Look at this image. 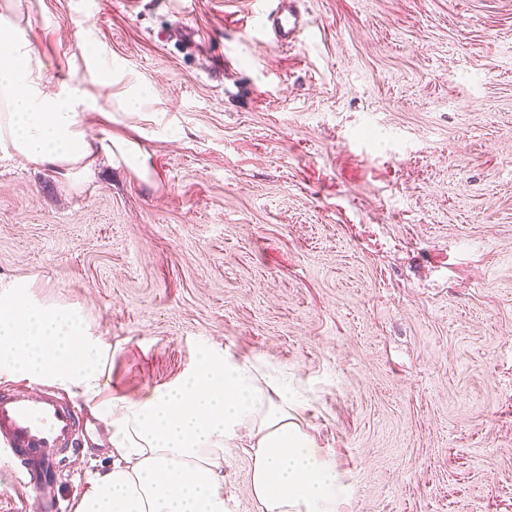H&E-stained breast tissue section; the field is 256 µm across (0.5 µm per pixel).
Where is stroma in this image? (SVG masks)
I'll use <instances>...</instances> for the list:
<instances>
[{
    "mask_svg": "<svg viewBox=\"0 0 512 512\" xmlns=\"http://www.w3.org/2000/svg\"><path fill=\"white\" fill-rule=\"evenodd\" d=\"M299 6L282 50L253 0H21L51 85L150 172L0 159V289L79 313L115 397L212 345L287 373L339 512H512V0ZM56 396L86 427L71 508L111 446ZM250 467L226 451L230 512Z\"/></svg>",
    "mask_w": 512,
    "mask_h": 512,
    "instance_id": "1",
    "label": "stroma"
}]
</instances>
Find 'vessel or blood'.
<instances>
[{
  "label": "vessel or blood",
  "instance_id": "b4317fda",
  "mask_svg": "<svg viewBox=\"0 0 512 512\" xmlns=\"http://www.w3.org/2000/svg\"><path fill=\"white\" fill-rule=\"evenodd\" d=\"M269 8L258 0L256 29L279 48L299 44L310 24L298 0H276ZM81 424L75 412L54 395L16 391L0 393V476L15 483L41 488V512H61L48 485V475L59 473L67 454L76 451Z\"/></svg>",
  "mask_w": 512,
  "mask_h": 512
}]
</instances>
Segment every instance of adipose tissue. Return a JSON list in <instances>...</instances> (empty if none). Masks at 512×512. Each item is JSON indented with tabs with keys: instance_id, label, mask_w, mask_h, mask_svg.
<instances>
[{
	"instance_id": "obj_1",
	"label": "adipose tissue",
	"mask_w": 512,
	"mask_h": 512,
	"mask_svg": "<svg viewBox=\"0 0 512 512\" xmlns=\"http://www.w3.org/2000/svg\"><path fill=\"white\" fill-rule=\"evenodd\" d=\"M16 8L17 0H0V152L62 170L137 154L134 144L90 136L81 115L96 104L86 94L49 88ZM111 356L79 316L40 306L21 289L0 292V375L34 376L81 397L110 432L112 462L91 478L75 512H228L224 451L244 438L258 512H338L336 466L297 421L287 381L208 347L173 382L112 397Z\"/></svg>"
}]
</instances>
